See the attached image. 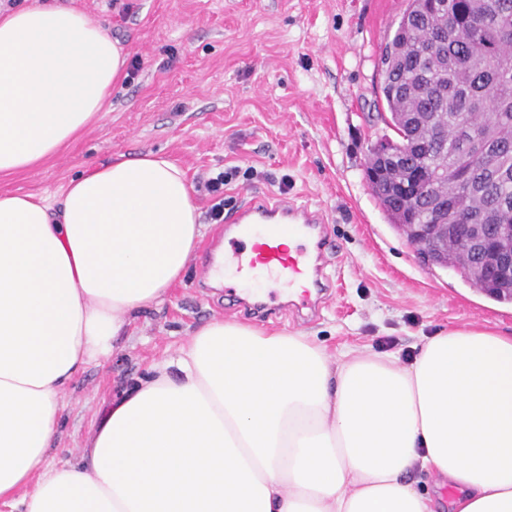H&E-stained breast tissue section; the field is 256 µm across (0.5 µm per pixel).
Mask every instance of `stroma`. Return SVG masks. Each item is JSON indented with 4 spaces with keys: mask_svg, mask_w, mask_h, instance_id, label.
I'll use <instances>...</instances> for the list:
<instances>
[{
    "mask_svg": "<svg viewBox=\"0 0 512 512\" xmlns=\"http://www.w3.org/2000/svg\"><path fill=\"white\" fill-rule=\"evenodd\" d=\"M76 7L140 56L103 119L33 170L0 173V191L59 196L86 165L112 155L159 152L190 183L238 167L224 189L227 211L253 196L288 195L322 209L336 245L325 269L333 291L303 318L285 292L263 283L247 297H273L256 316L202 283L201 256L164 304L143 311L112 355L88 364L62 397L54 461L77 459L101 409L145 377L206 320L301 332L333 355L394 352L409 360L426 336L485 327L512 336V302L478 291L453 270L430 268L390 223L365 178L379 118L380 57L407 0H40Z\"/></svg>",
    "mask_w": 512,
    "mask_h": 512,
    "instance_id": "obj_1",
    "label": "stroma"
}]
</instances>
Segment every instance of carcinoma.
I'll list each match as a JSON object with an SVG mask.
<instances>
[{"label":"carcinoma","instance_id":"cac0c4a2","mask_svg":"<svg viewBox=\"0 0 512 512\" xmlns=\"http://www.w3.org/2000/svg\"><path fill=\"white\" fill-rule=\"evenodd\" d=\"M380 64L382 119L400 145L389 180L405 184L418 170L422 192L456 198L464 189L453 171L466 165L475 188L467 206L512 225V0H408ZM407 140L428 148L407 155ZM372 193L393 224L403 211L411 224L436 223L426 200ZM474 263L448 267L475 287Z\"/></svg>","mask_w":512,"mask_h":512}]
</instances>
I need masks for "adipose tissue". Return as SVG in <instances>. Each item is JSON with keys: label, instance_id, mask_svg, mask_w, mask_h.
<instances>
[{"label": "adipose tissue", "instance_id": "adipose-tissue-1", "mask_svg": "<svg viewBox=\"0 0 512 512\" xmlns=\"http://www.w3.org/2000/svg\"><path fill=\"white\" fill-rule=\"evenodd\" d=\"M126 58L77 8L0 14V173L97 123ZM203 230L185 172L153 151L86 166L57 200L0 193V505L512 512V336L490 330L427 337L404 365L214 317L113 398L76 461L52 462L61 393L182 282Z\"/></svg>", "mask_w": 512, "mask_h": 512}]
</instances>
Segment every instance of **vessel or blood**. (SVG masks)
Returning a JSON list of instances; mask_svg holds the SVG:
<instances>
[{"mask_svg": "<svg viewBox=\"0 0 512 512\" xmlns=\"http://www.w3.org/2000/svg\"><path fill=\"white\" fill-rule=\"evenodd\" d=\"M322 211L312 210L278 195L258 196L228 217L230 250L224 272L241 283L270 281L280 288H303L309 273L316 227L324 223ZM295 237L291 250L279 245L281 234Z\"/></svg>", "mask_w": 512, "mask_h": 512, "instance_id": "obj_1", "label": "vessel or blood"}]
</instances>
